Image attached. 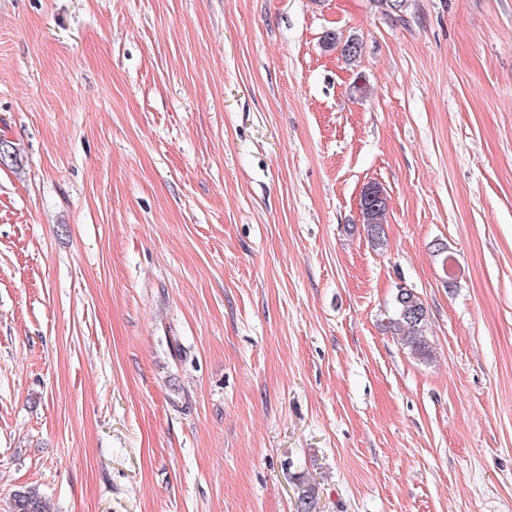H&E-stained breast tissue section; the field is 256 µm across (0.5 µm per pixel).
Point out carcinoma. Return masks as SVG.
Here are the masks:
<instances>
[{
    "label": "carcinoma",
    "instance_id": "obj_1",
    "mask_svg": "<svg viewBox=\"0 0 512 512\" xmlns=\"http://www.w3.org/2000/svg\"><path fill=\"white\" fill-rule=\"evenodd\" d=\"M328 48L342 46L345 58L354 62L361 56L362 43L358 39H349L340 44L338 33L331 31L324 36ZM372 193L375 198L360 202L362 224L367 230L368 238L375 247L384 245L387 202L376 195L383 189L376 183L367 185L363 193ZM427 309L420 296L411 288L400 287L394 296L391 315L387 317L386 329L398 337L417 358L427 360L431 357L430 345L425 336ZM315 489L307 487L298 495L297 512H316ZM13 512H49L47 503L34 490H25L14 495Z\"/></svg>",
    "mask_w": 512,
    "mask_h": 512
}]
</instances>
